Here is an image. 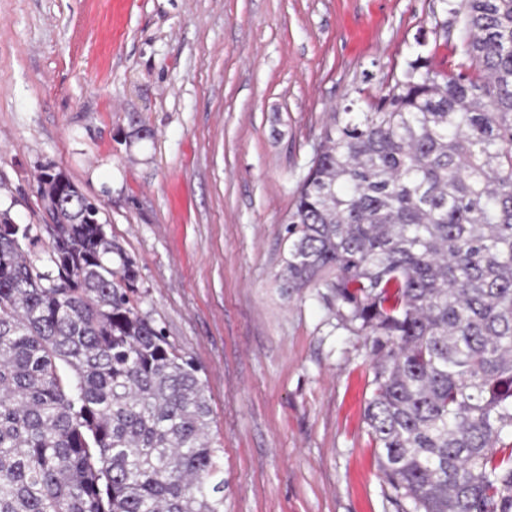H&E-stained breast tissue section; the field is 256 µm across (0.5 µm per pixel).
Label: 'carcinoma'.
<instances>
[{
	"instance_id": "carcinoma-1",
	"label": "carcinoma",
	"mask_w": 512,
	"mask_h": 512,
	"mask_svg": "<svg viewBox=\"0 0 512 512\" xmlns=\"http://www.w3.org/2000/svg\"><path fill=\"white\" fill-rule=\"evenodd\" d=\"M442 4L463 62L418 55L334 113L277 281L371 339L364 417L412 512H512V0ZM42 200L44 260L0 220V512H224L198 366L97 206Z\"/></svg>"
}]
</instances>
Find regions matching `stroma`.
<instances>
[{
	"label": "stroma",
	"mask_w": 512,
	"mask_h": 512,
	"mask_svg": "<svg viewBox=\"0 0 512 512\" xmlns=\"http://www.w3.org/2000/svg\"><path fill=\"white\" fill-rule=\"evenodd\" d=\"M457 33L439 0H0V215L48 242L65 175L138 270L140 313L200 367L224 512H408L363 416L373 354L279 288L330 112Z\"/></svg>",
	"instance_id": "1"
}]
</instances>
